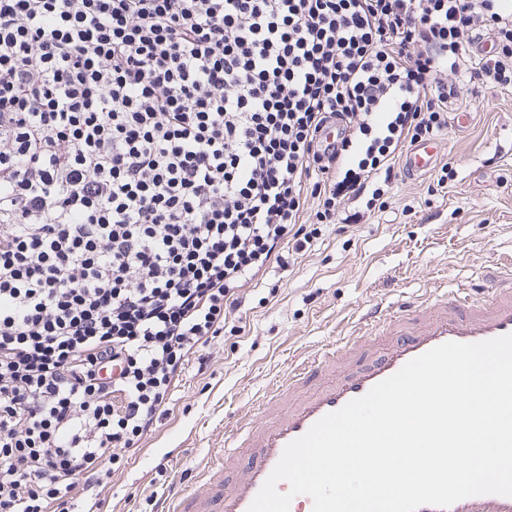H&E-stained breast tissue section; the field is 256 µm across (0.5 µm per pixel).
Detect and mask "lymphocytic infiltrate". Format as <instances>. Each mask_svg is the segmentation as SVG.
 <instances>
[{
    "label": "lymphocytic infiltrate",
    "instance_id": "obj_1",
    "mask_svg": "<svg viewBox=\"0 0 512 512\" xmlns=\"http://www.w3.org/2000/svg\"><path fill=\"white\" fill-rule=\"evenodd\" d=\"M487 87L512 0H0V512L111 479L241 289Z\"/></svg>",
    "mask_w": 512,
    "mask_h": 512
}]
</instances>
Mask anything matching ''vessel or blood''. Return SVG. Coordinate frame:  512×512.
Here are the masks:
<instances>
[{"label": "vessel or blood", "instance_id": "obj_1", "mask_svg": "<svg viewBox=\"0 0 512 512\" xmlns=\"http://www.w3.org/2000/svg\"><path fill=\"white\" fill-rule=\"evenodd\" d=\"M438 158L431 142L413 145L403 158L411 177L425 175ZM367 320L352 336L295 362L287 387L269 393L278 403L248 426L224 429V446L209 462L202 481L175 493L170 512H247L285 446L305 434L325 414L366 394L406 362L445 342H480L512 333V258L502 264L487 296L478 289L441 291L424 301L399 303L378 339L382 347L369 359L357 352L371 338ZM447 512H512V497L472 496Z\"/></svg>", "mask_w": 512, "mask_h": 512}]
</instances>
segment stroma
<instances>
[{
	"instance_id": "stroma-1",
	"label": "stroma",
	"mask_w": 512,
	"mask_h": 512,
	"mask_svg": "<svg viewBox=\"0 0 512 512\" xmlns=\"http://www.w3.org/2000/svg\"><path fill=\"white\" fill-rule=\"evenodd\" d=\"M463 120L437 140L455 170L401 177L388 206L358 224H330L289 271L243 289L205 371L189 365L166 412L98 489L105 512H164L174 488L194 487L224 446V426L260 416L293 359L338 343L372 307L481 283L512 256V91L465 93Z\"/></svg>"
}]
</instances>
